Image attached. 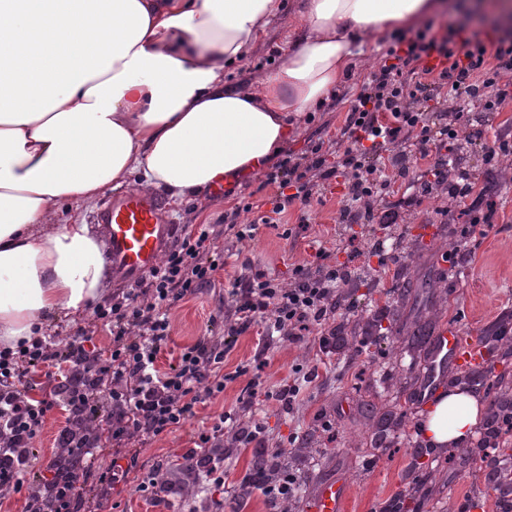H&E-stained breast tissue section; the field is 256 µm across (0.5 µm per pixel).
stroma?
<instances>
[{
  "label": "stroma",
  "instance_id": "1",
  "mask_svg": "<svg viewBox=\"0 0 512 512\" xmlns=\"http://www.w3.org/2000/svg\"><path fill=\"white\" fill-rule=\"evenodd\" d=\"M287 32V23L276 22L245 62L226 68V78L238 82L273 70L280 62L281 52L288 48ZM386 44L383 38L370 41L364 63L337 88L334 96L312 112L310 119L301 121L298 135L288 143L290 154L300 158L318 145L328 159H335L336 136L345 124L350 102L376 70ZM260 183V177L246 178L226 186L223 195L207 193L190 203L170 207V215L179 226L170 248H177L184 232L194 223L213 225L224 246V269L214 286L201 289L173 308L171 340L157 361L160 370L169 369L184 347L206 336L219 345L230 342L225 371L244 365L247 374L228 382L223 393L199 405L193 419L161 435L144 436L132 443L116 442L103 450L95 463L96 470H108L116 459L130 463L131 469L110 489L98 485L94 477L85 478V512H199L204 505L209 512H224V503L233 495L236 482L254 454L266 450L291 452L304 447L311 437L316 440L317 452L303 467L304 499L289 512H311L317 485L339 473L350 482L347 512H384L395 492L409 482V468L415 458L435 469L436 475L429 497L417 504L404 502V512H459L463 506L469 512H503L502 504L488 488V474L495 461L512 464V447L470 454L463 468L450 463L451 451L447 448H428L418 456L413 449L402 446L380 447L374 423L395 411L397 397L404 395L410 399L404 427L411 436H418L426 410L423 400L412 398V389L396 357L383 359L348 344L331 354L329 364L320 367L316 364L319 335L315 332L304 342L295 344L283 339L267 350L262 347L258 328L228 337L234 316L225 291L243 275V261H250L253 270L287 283L292 280L295 267L316 272L318 247L333 248L340 238L350 236L359 248L366 232L362 225L339 223L342 187L329 181L321 188L308 226L297 225L298 211L292 208L287 216L291 235L263 225L250 246H242L224 218L246 203L250 192L261 187ZM480 184L486 189L484 204L495 217L491 228L471 229L470 257L462 265L448 249L446 226L453 217L443 211L436 196L423 197L417 205L404 209L403 223L434 228L433 235L422 240V259L412 265L419 286L410 292L409 314L414 317L433 310L438 314L439 325L454 327L468 338L480 341L487 336L503 335L512 341V165L487 171ZM451 266L457 267L458 274L450 288L427 289L434 272ZM313 368L318 371L317 378L289 410H280L267 402L265 391L275 389L296 372L305 373ZM255 377L261 382L260 391L250 407H243V392ZM225 412L234 414L239 423L261 425L262 432L256 441L225 458L224 484L210 488L207 501L179 493L166 497L143 487L142 481L148 474L167 469L173 459L199 453L200 434H209V447H227L231 431L212 430L218 416ZM67 419V413L59 409L47 416L30 463L32 473L47 475L49 466L60 455L57 435Z\"/></svg>",
  "mask_w": 512,
  "mask_h": 512
}]
</instances>
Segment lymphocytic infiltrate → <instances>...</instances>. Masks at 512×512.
I'll use <instances>...</instances> for the list:
<instances>
[{
    "label": "lymphocytic infiltrate",
    "mask_w": 512,
    "mask_h": 512,
    "mask_svg": "<svg viewBox=\"0 0 512 512\" xmlns=\"http://www.w3.org/2000/svg\"><path fill=\"white\" fill-rule=\"evenodd\" d=\"M433 56L440 69L427 67ZM443 91L457 122L469 125L473 113L497 111L512 96V35L488 43L481 32L459 23L441 34L428 26L410 37L395 36L381 52L377 72L351 102L337 137L343 148L338 160L328 162L320 153L305 162L282 160L264 174L266 184L276 185V194L247 202L244 212L259 211L260 223L274 228L294 206L299 223H309L318 181L333 178L344 186L342 224L363 223L364 201L372 195L394 190L399 206L416 204L432 193L448 156V126L426 107ZM400 144L408 157L428 160L423 173L387 168L385 155ZM316 256L323 262L317 279L298 267L291 285L258 271L236 280L228 291L236 333L258 326L267 342L284 336L297 342L323 324L325 300L336 289V267L325 248H318ZM223 268L224 250L211 225H196L111 309L94 308L95 318L110 329V346H96L82 333L66 340L47 330L17 349H0L1 495L22 492L27 460L15 451L34 447L54 409L69 415L59 446L91 466L100 442L168 432L193 417L198 404L223 392L232 379L224 371L225 351L207 338L185 347L170 370L157 366L170 340L172 309L214 284ZM37 369L54 382L52 397L25 395L29 374Z\"/></svg>",
    "instance_id": "1"
}]
</instances>
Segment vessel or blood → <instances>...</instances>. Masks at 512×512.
I'll return each instance as SVG.
<instances>
[{"label":"vessel or blood","instance_id":"b4317fda","mask_svg":"<svg viewBox=\"0 0 512 512\" xmlns=\"http://www.w3.org/2000/svg\"><path fill=\"white\" fill-rule=\"evenodd\" d=\"M94 221L102 228L106 258L115 271L134 281L158 266L165 242L173 236L162 201L154 195L131 190L105 203ZM486 349L465 339L454 329L444 327L434 334L429 348V364L433 371L419 387L418 397L435 393L442 381L438 371L446 368H475L485 361ZM350 485L344 477L323 481L317 488L313 512H345Z\"/></svg>","mask_w":512,"mask_h":512}]
</instances>
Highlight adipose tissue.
Returning a JSON list of instances; mask_svg holds the SVG:
<instances>
[{
    "label": "adipose tissue",
    "instance_id": "1",
    "mask_svg": "<svg viewBox=\"0 0 512 512\" xmlns=\"http://www.w3.org/2000/svg\"><path fill=\"white\" fill-rule=\"evenodd\" d=\"M282 0H0V346L105 294L100 245L61 212L104 191L164 189L174 205L257 175L365 57V40L462 10L512 30V0H297L280 65L226 80ZM473 393L439 395L431 448L466 445Z\"/></svg>",
    "mask_w": 512,
    "mask_h": 512
}]
</instances>
